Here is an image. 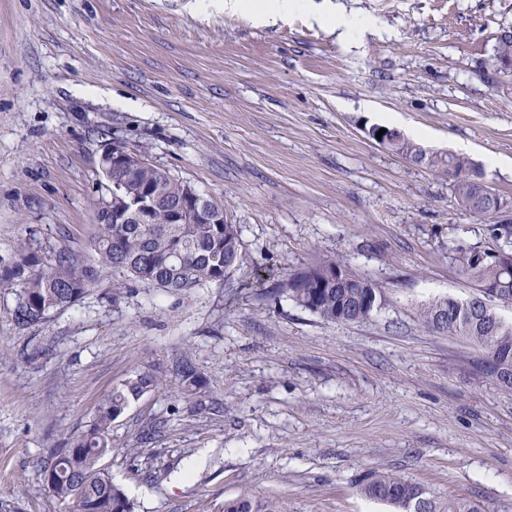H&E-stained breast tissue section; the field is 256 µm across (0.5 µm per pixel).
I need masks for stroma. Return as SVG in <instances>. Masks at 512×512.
Returning <instances> with one entry per match:
<instances>
[{
  "label": "stroma",
  "mask_w": 512,
  "mask_h": 512,
  "mask_svg": "<svg viewBox=\"0 0 512 512\" xmlns=\"http://www.w3.org/2000/svg\"><path fill=\"white\" fill-rule=\"evenodd\" d=\"M341 2L379 33L347 49L298 12L261 25L197 0H0V260L24 241L96 264L114 142L221 206L244 256L186 296L105 272L26 328L18 291L0 294L6 512H71L42 470L141 371L159 385L113 421L100 461L134 512H222L243 493L273 512H391L361 491L378 472L512 512V394L484 348L418 320L432 299L476 295L448 245L490 246L487 225L450 175L367 136L399 116L512 201V77L483 73L512 0ZM328 256L382 288L369 321L328 322L279 292ZM184 360L206 379L194 396ZM176 374L185 395H196L205 385L201 372L189 361L181 362L176 369Z\"/></svg>",
  "instance_id": "1"
}]
</instances>
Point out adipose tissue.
Masks as SVG:
<instances>
[{
	"mask_svg": "<svg viewBox=\"0 0 512 512\" xmlns=\"http://www.w3.org/2000/svg\"><path fill=\"white\" fill-rule=\"evenodd\" d=\"M225 12L245 13L263 23L277 22L282 17L299 11L313 22L336 31L339 41L350 43L363 26L346 12L339 0H328L326 6L315 7L311 0H218Z\"/></svg>",
	"mask_w": 512,
	"mask_h": 512,
	"instance_id": "ef3b65f1",
	"label": "adipose tissue"
}]
</instances>
